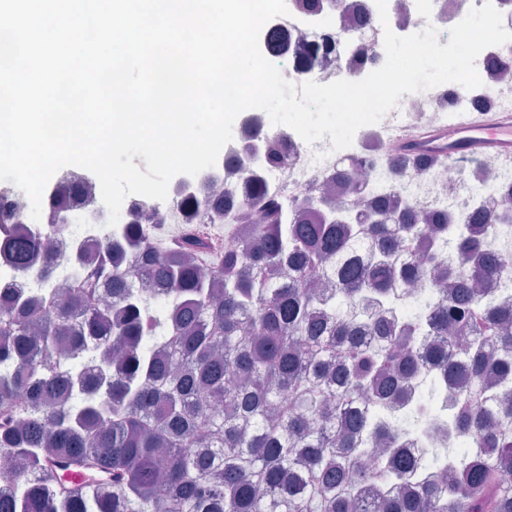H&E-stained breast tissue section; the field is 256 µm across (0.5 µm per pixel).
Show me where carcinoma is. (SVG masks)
<instances>
[{
  "label": "carcinoma",
  "mask_w": 512,
  "mask_h": 512,
  "mask_svg": "<svg viewBox=\"0 0 512 512\" xmlns=\"http://www.w3.org/2000/svg\"><path fill=\"white\" fill-rule=\"evenodd\" d=\"M447 165L404 152L374 191ZM234 218L209 276L205 238L160 248L131 224L89 277L0 297V512H512V275L483 216L412 199L358 214L260 185ZM40 254L33 235L3 249L21 270ZM445 384L456 438L412 458ZM52 461L112 481L72 487Z\"/></svg>",
  "instance_id": "carcinoma-1"
}]
</instances>
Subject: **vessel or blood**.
Instances as JSON below:
<instances>
[{
	"instance_id": "obj_1",
	"label": "vessel or blood",
	"mask_w": 512,
	"mask_h": 512,
	"mask_svg": "<svg viewBox=\"0 0 512 512\" xmlns=\"http://www.w3.org/2000/svg\"><path fill=\"white\" fill-rule=\"evenodd\" d=\"M440 136L439 128L428 124L403 128L402 145L410 146ZM449 160L466 163L487 153L512 164V113L476 112L457 125L447 139Z\"/></svg>"
}]
</instances>
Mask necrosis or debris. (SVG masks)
<instances>
[{"label": "necrosis or debris", "mask_w": 512, "mask_h": 512, "mask_svg": "<svg viewBox=\"0 0 512 512\" xmlns=\"http://www.w3.org/2000/svg\"><path fill=\"white\" fill-rule=\"evenodd\" d=\"M484 2L432 0V13L424 18L417 11L416 0H387L388 18L383 21L375 0H289L288 15L265 27L264 55L276 59L284 77L297 85L311 80L321 84L339 79L358 81L383 65L385 30L412 34L430 23L439 31V44L444 45L450 29ZM476 69L480 87L468 90L452 83L403 95L395 109L378 123L359 129L352 145L338 151L332 150L330 139L309 144L295 131L270 129L260 117L250 115L243 120L237 138L223 147L214 167L178 178L163 201L128 195L113 226L108 223L98 179L74 171L62 176L70 221L64 230H57L53 220L57 197L53 191L46 194L41 218L36 221L30 215L27 196L1 186L0 213L10 215L9 229L51 238L60 263L74 278L96 266L103 245L122 239L139 213L151 214L154 223L169 227L195 225L199 217L190 212L192 203L202 198L214 199L219 205L240 201L248 196L255 175L262 177L268 191L281 196L298 197L311 189L327 190L345 199L349 193L335 178L340 158L349 157L374 169L393 165L400 153L395 137L398 128L425 118L451 128L465 114L496 105L501 90L512 87V42L483 50ZM271 146L287 156V167L268 168L265 156ZM510 181L512 170L502 168L491 155L476 165L451 164L386 184L385 192L395 199L405 192L425 200L444 195L449 208L466 217L477 210L494 213L506 208L500 188Z\"/></svg>", "instance_id": "necrosis-or-debris-1"}]
</instances>
